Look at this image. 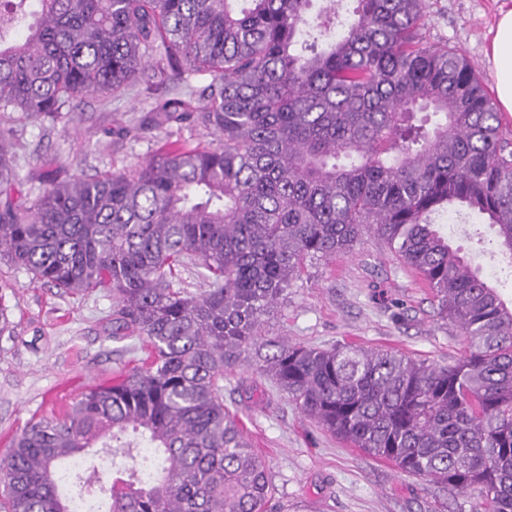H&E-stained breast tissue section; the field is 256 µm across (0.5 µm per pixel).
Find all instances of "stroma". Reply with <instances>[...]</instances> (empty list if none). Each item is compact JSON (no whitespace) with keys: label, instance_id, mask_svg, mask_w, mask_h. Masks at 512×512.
I'll use <instances>...</instances> for the list:
<instances>
[{"label":"stroma","instance_id":"stroma-1","mask_svg":"<svg viewBox=\"0 0 512 512\" xmlns=\"http://www.w3.org/2000/svg\"><path fill=\"white\" fill-rule=\"evenodd\" d=\"M503 7L512 0H427L422 42L458 50L492 87L487 50ZM166 93L161 87L150 96L136 87L112 99L90 94L70 120L11 123L22 182L9 198L27 204L47 164L63 178L143 161L155 148V133L127 129L139 126L153 98ZM441 222L451 245L512 301V261L501 255L493 230L455 213ZM0 304L14 326L0 337V450L32 418L61 412L147 356L136 340L113 335L108 294L69 295L0 261ZM270 328L297 344L388 349L445 367L466 350L457 326L438 317L421 277L370 236L347 255L309 262ZM224 404L267 466L276 488L271 512H475L477 495H455L332 436L251 364L225 372Z\"/></svg>","mask_w":512,"mask_h":512}]
</instances>
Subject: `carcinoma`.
Listing matches in <instances>:
<instances>
[{
	"label": "carcinoma",
	"instance_id": "carcinoma-1",
	"mask_svg": "<svg viewBox=\"0 0 512 512\" xmlns=\"http://www.w3.org/2000/svg\"><path fill=\"white\" fill-rule=\"evenodd\" d=\"M312 2L0 0V112L60 121L89 93L172 88L142 124L165 133L148 159L0 200V260L106 292L112 335L149 349L12 438L3 512H267L265 463L224 406L244 361L366 455L512 512V306L436 223L463 208L512 255V143L474 66L422 45L426 0H354L351 19ZM184 122L216 142L173 138ZM19 181L0 130V194ZM368 232L465 337L455 365L269 333L306 261ZM189 263L196 293L174 287Z\"/></svg>",
	"mask_w": 512,
	"mask_h": 512
}]
</instances>
